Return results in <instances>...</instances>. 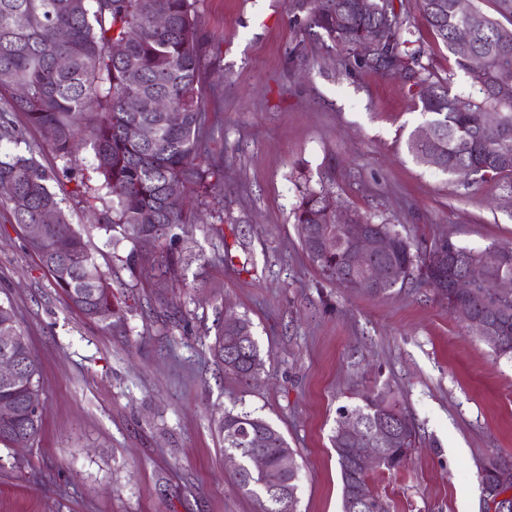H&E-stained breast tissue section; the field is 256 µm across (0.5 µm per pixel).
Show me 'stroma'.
Masks as SVG:
<instances>
[{
	"instance_id": "35a3bbf8",
	"label": "stroma",
	"mask_w": 512,
	"mask_h": 512,
	"mask_svg": "<svg viewBox=\"0 0 512 512\" xmlns=\"http://www.w3.org/2000/svg\"><path fill=\"white\" fill-rule=\"evenodd\" d=\"M200 91L221 189L180 230L194 260L181 281L127 263L84 203L93 152L57 158L10 113L26 147L57 175L75 225L126 311L125 332L89 322L58 291L0 206V302L11 305L39 366L41 430L0 445V512H258L235 483L215 421L265 418L297 452L298 512H341L329 436L337 410L390 396L416 446L395 470L369 472L391 512H490L480 476L512 460V360L497 356L432 288L374 298L329 283L303 251L293 209L326 189L345 208L399 224L414 249L443 237L481 250L512 247V194L502 182L464 184L408 153L422 127L399 77L349 70L311 25L305 0H199ZM434 70L466 91L468 77L414 19ZM248 318L263 368L248 386L211 348L227 315Z\"/></svg>"
}]
</instances>
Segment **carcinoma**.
Instances as JSON below:
<instances>
[{
  "instance_id": "obj_1",
  "label": "carcinoma",
  "mask_w": 512,
  "mask_h": 512,
  "mask_svg": "<svg viewBox=\"0 0 512 512\" xmlns=\"http://www.w3.org/2000/svg\"><path fill=\"white\" fill-rule=\"evenodd\" d=\"M416 2L432 33L480 98L452 92L450 80L433 70L424 43L416 37L406 0L397 5L383 0L381 11L374 15L361 13L355 0H309V18L356 65L397 73L410 84L435 133L432 145L414 133L409 135L407 150L417 163L427 167L433 155L441 172L473 183L512 176V95L501 93L497 86L502 67H512V0H491L493 16L474 6L466 18L456 14L455 0ZM157 14L167 18L166 26L154 24ZM461 24L474 31L464 48L455 45V31ZM60 30L67 34L64 41L57 38ZM371 34L379 37L380 50L370 56L358 53L357 44ZM114 43L125 44V56H112ZM202 55L196 0H0V90L9 94L7 111L22 113L61 159L69 161L81 148L91 146L92 170L101 185L82 181L80 186L88 194L89 206L102 199V190L111 203L96 214L98 228L108 233L120 228L132 244L127 262L176 280L183 278L180 255L168 249L158 259L155 250L177 239L174 230L195 223L187 208V193L209 185L219 187L223 179L222 168L209 162L205 143L199 88ZM62 56L69 59L65 68L56 65ZM133 95L166 99L172 110L182 113V122L174 126L162 112L132 111L127 98ZM21 140L9 120L0 121V185L13 187V193L4 196L13 221L25 227L40 223L43 212H53L55 221L45 225L40 237H26L28 248L86 319L111 331L124 326V313L112 301L106 274L53 191L55 172L41 165L32 152L20 151ZM172 184L181 187L180 195L168 192ZM326 198L323 191L307 190L294 219L303 250L328 281L371 297H385L409 284L414 273H423L432 260L430 251L422 256L413 253L397 225L375 222L371 230L397 239L398 250L386 259L389 278L383 287L357 284L345 266L344 244L328 252L316 248L319 234L335 223L334 214L324 205ZM457 250L466 261L488 263L489 282L477 289L469 303L478 312L507 310L500 334L490 345L500 356L512 359V299L499 301L491 285L499 277H512V256L497 258L491 246ZM251 335L252 323L242 318L237 326H223L212 347L224 373L242 384L255 379L249 369L251 362L260 359L257 343H249L245 352L233 358L230 352L240 337ZM0 336L12 337L8 352L20 371L15 383H0V409H7L0 412V444L9 447L18 437L34 439L40 429L38 365L12 308L2 304ZM348 410L362 412L369 423L383 416L404 422L383 446L381 467L387 470L407 460L415 428L396 402L377 394L340 407L330 435L341 474L342 512H349L358 490L379 503L382 512H390L389 504L371 489L368 473L358 471L342 452L348 444L338 432ZM240 430L264 433L267 443L256 450L246 448L237 437ZM218 431L224 449L244 458L252 451L268 458L273 478L288 496V512H298L299 468L280 469L282 455L295 453L282 433L252 412L232 410L224 411ZM236 482L243 493L257 498L259 512H282L269 495L264 476L244 468L236 474Z\"/></svg>"
}]
</instances>
